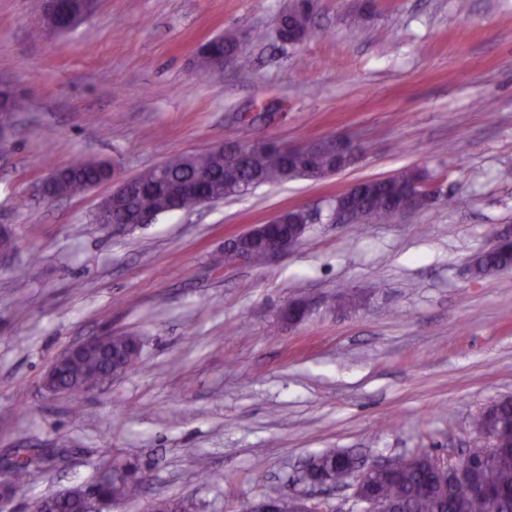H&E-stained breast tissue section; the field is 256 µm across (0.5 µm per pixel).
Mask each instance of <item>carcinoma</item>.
<instances>
[{"mask_svg": "<svg viewBox=\"0 0 512 512\" xmlns=\"http://www.w3.org/2000/svg\"><path fill=\"white\" fill-rule=\"evenodd\" d=\"M285 27L300 36L308 31L309 16L292 4L280 13ZM19 110V103L0 95V126L9 125L12 115ZM295 158L281 145L265 141L244 145L242 149H229L224 153L206 152L176 156L163 167L147 169L135 179L142 190L126 201V206L138 210L165 213L168 199L165 186H175L204 175L209 178L211 195L218 201L236 196L259 185L274 184L295 178L290 167ZM95 176L92 161L84 160L61 169L54 185L57 195L80 193L88 188ZM423 174L414 168L405 169L386 181H368L355 187L347 196V205L353 222L366 220L386 221L395 212L412 207L406 193L407 187L422 180ZM306 222L300 209L284 211L278 220L279 234L285 240L295 238L299 225ZM512 270V240L498 241L488 250L470 260V272L477 278ZM140 346L136 337L127 334L112 336L103 342L86 348L78 357L60 368L58 379L74 403H81L85 394L94 388L88 381L104 366L112 364L125 371L136 366ZM494 421L512 423V396H504L480 412L473 420V430L478 441L473 448L474 456L482 459L468 465L467 478L471 484L492 488L495 498L491 501L479 497H465L461 487L455 492L442 487L437 473L425 463L415 460L405 462V457L392 460L393 469L379 473L373 482V491L398 509V512H454L455 498H462V512H512V446L500 447L486 455L484 429ZM309 462L320 474L350 472L354 463L349 457H340L332 449L310 457ZM113 478L102 485L101 498L117 504L129 501L140 493L144 477L139 469L127 462L109 458ZM81 487L75 486L61 497L45 498L48 512H80ZM290 494L278 486L269 487L263 495L276 512H289ZM152 512H201V503L193 497L162 498L152 505Z\"/></svg>", "mask_w": 512, "mask_h": 512, "instance_id": "obj_1", "label": "carcinoma"}]
</instances>
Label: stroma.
<instances>
[{"label":"stroma","mask_w":512,"mask_h":512,"mask_svg":"<svg viewBox=\"0 0 512 512\" xmlns=\"http://www.w3.org/2000/svg\"><path fill=\"white\" fill-rule=\"evenodd\" d=\"M288 3L99 0L58 35L39 33V0H0V80L23 101L0 148V224L17 235L0 265V463L43 457L0 512L92 483L111 456L145 478L118 512L181 496L244 512L329 448L457 459L473 416L512 396V272L467 269L512 230V0H317L294 45L274 30ZM229 30L240 57L197 67L199 46ZM328 136L357 160L145 226L95 223L113 182L40 193L81 159L121 180L225 142ZM406 168L447 200L331 221L336 196ZM289 208L317 216L298 246L224 263L225 241ZM300 298L311 313L288 323ZM116 333L140 339L134 371L78 412L45 392L66 346Z\"/></svg>","instance_id":"stroma-1"}]
</instances>
